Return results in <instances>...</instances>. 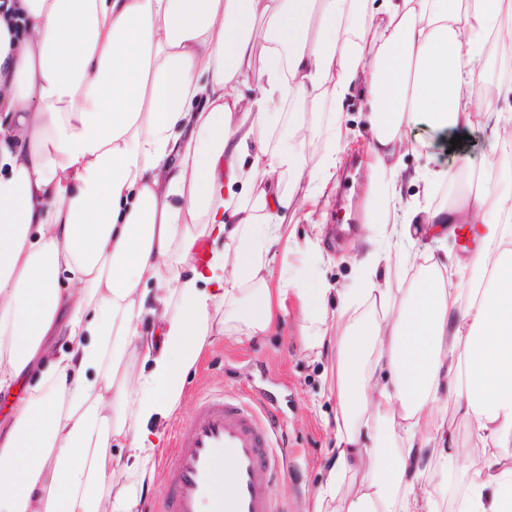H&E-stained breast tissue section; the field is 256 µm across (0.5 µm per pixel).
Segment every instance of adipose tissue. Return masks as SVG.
<instances>
[{"label": "adipose tissue", "mask_w": 512, "mask_h": 512, "mask_svg": "<svg viewBox=\"0 0 512 512\" xmlns=\"http://www.w3.org/2000/svg\"><path fill=\"white\" fill-rule=\"evenodd\" d=\"M505 0H10L0 13V390L46 364L0 439V512H135L188 372L217 335L267 331L295 299L336 356L335 446L311 512H512V165L460 205L396 207L407 131L512 113L472 95ZM364 85L374 164L355 287L317 279L300 207L327 189L306 115ZM252 88L250 96L240 87ZM292 188L280 189L282 175ZM472 227L455 265L419 238ZM297 253L273 278L277 254ZM399 260L408 288H385ZM479 272L454 287L459 268ZM69 289H62V281ZM64 335L73 351L54 353ZM480 455L446 444L449 413ZM384 422L374 447L362 433Z\"/></svg>", "instance_id": "ef3b65f1"}]
</instances>
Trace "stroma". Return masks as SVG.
<instances>
[{
    "instance_id": "stroma-1",
    "label": "stroma",
    "mask_w": 512,
    "mask_h": 512,
    "mask_svg": "<svg viewBox=\"0 0 512 512\" xmlns=\"http://www.w3.org/2000/svg\"><path fill=\"white\" fill-rule=\"evenodd\" d=\"M368 97L355 88L345 101L339 118L344 137L337 151L343 159L339 185L322 198L314 215L299 211L297 235L312 234V220L323 229L324 258L315 274L333 288L353 284L359 260L367 246L363 242L365 201L369 174L365 166L371 141L366 126ZM404 157L408 174L402 200L419 205L451 204L464 189L460 182L429 183L423 173L428 155L438 165H469L472 171L489 166L494 158L512 154V143L492 142L482 121H475L461 146L442 142L425 125L413 127ZM303 317L289 306L280 324L252 338L217 336L207 346L187 378L179 412L163 421V453L173 449L175 431L196 409L203 396L224 393L239 397L253 407H274L283 423V448L274 449L281 465L270 485V495L286 512H308L322 483V472L331 457L334 438L325 428L336 411L327 388L335 373L332 354L303 349Z\"/></svg>"
}]
</instances>
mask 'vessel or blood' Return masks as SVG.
Returning a JSON list of instances; mask_svg holds the SVG:
<instances>
[{"label": "vessel or blood", "mask_w": 512, "mask_h": 512, "mask_svg": "<svg viewBox=\"0 0 512 512\" xmlns=\"http://www.w3.org/2000/svg\"><path fill=\"white\" fill-rule=\"evenodd\" d=\"M281 427L270 407L207 397L176 432L169 485L158 512H278L268 485L277 473L271 450ZM224 463L230 488L221 494L216 479Z\"/></svg>", "instance_id": "1"}]
</instances>
